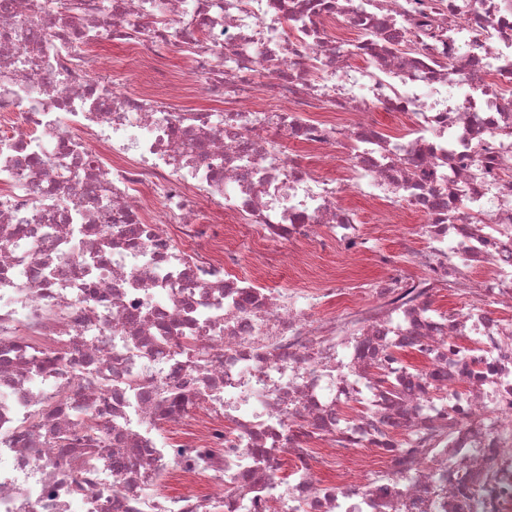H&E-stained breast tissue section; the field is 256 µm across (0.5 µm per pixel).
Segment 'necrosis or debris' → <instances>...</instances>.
<instances>
[{
	"instance_id": "1",
	"label": "necrosis or debris",
	"mask_w": 512,
	"mask_h": 512,
	"mask_svg": "<svg viewBox=\"0 0 512 512\" xmlns=\"http://www.w3.org/2000/svg\"><path fill=\"white\" fill-rule=\"evenodd\" d=\"M0 512H512V0H0ZM380 229L369 243L371 249L388 251L398 258L402 256L406 252L404 240L392 237L385 232L384 228L380 227Z\"/></svg>"
}]
</instances>
